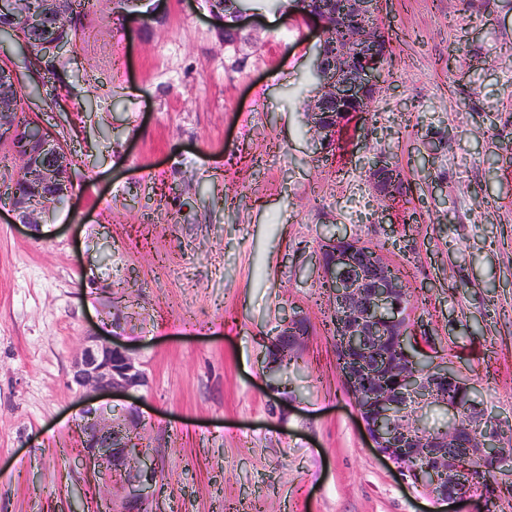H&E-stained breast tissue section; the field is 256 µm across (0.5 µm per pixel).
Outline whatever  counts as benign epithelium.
Instances as JSON below:
<instances>
[{
  "label": "benign epithelium",
  "mask_w": 512,
  "mask_h": 512,
  "mask_svg": "<svg viewBox=\"0 0 512 512\" xmlns=\"http://www.w3.org/2000/svg\"><path fill=\"white\" fill-rule=\"evenodd\" d=\"M19 4L20 0H0V33L10 30V21L17 17ZM383 55L380 40L373 36L358 38L354 50L345 54L331 52L325 40L319 41L313 61L316 95L309 117L320 152L336 148L350 116L364 111L367 93L377 90L381 82ZM13 81V71L0 67V128L8 127L11 121L13 104L4 98V91ZM19 137L23 146L21 158L30 166L37 184L57 195H71L70 182L63 180L71 176L70 162L55 139L37 123L20 131ZM387 163L386 157L378 156L368 166L373 189L385 199L397 196L396 185L386 178ZM9 208L15 221L39 231L35 211L25 203L15 199ZM356 247L354 239L333 237L323 240L318 250L322 280L332 283L336 308L344 315L346 352L362 354L364 365L369 368L365 377L358 370L341 372L348 387L362 377L367 384L379 381L374 360L379 358L389 333L399 336L405 358L410 362L415 360L412 350L428 335L422 322L413 327L407 325L405 306L409 288L393 273L391 263L380 254L367 264H359L354 258ZM301 320L297 313L286 318L281 332L269 346L287 344L301 348L303 341L291 338L289 331ZM391 373L396 386L378 388L373 394L372 408L359 401L355 403L370 446L394 466L403 480L436 502L486 498L487 492L481 486L466 492L456 490L451 474L457 461L448 456V443L459 445L458 433L432 434L418 413L438 407L450 419L468 418L479 428L467 447L498 463L504 460L512 463V455L501 451L497 424L471 399H448V377L454 370L446 364L438 362L423 373L415 371L410 363L399 364L391 368ZM72 381L90 397L118 395L134 400L141 397V391L149 384L142 363L129 348L96 334L83 338L72 364ZM139 419L135 405L118 416L107 405L89 407L83 412L86 468L95 479L110 480L116 476L124 479L125 508L121 512H145L143 505L152 496L155 484V468L141 463L145 451L136 432ZM397 448H407L415 454L429 448L432 462L421 470H409L397 457Z\"/></svg>",
  "instance_id": "1"
}]
</instances>
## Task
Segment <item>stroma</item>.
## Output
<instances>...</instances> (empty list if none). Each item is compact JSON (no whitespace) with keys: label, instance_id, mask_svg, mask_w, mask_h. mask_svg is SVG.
<instances>
[{"label":"stroma","instance_id":"stroma-1","mask_svg":"<svg viewBox=\"0 0 512 512\" xmlns=\"http://www.w3.org/2000/svg\"><path fill=\"white\" fill-rule=\"evenodd\" d=\"M252 6L243 52L207 0H98L48 73L0 35L73 179L37 233L0 203V512L121 499L82 458L71 365L89 333L149 377L147 512H443L370 448L336 366L316 260L332 236L406 264L432 356L512 426V0H384L395 69L329 159L306 116L317 31ZM380 154L409 182L386 207L365 176ZM292 309L303 363L272 383L265 346Z\"/></svg>","mask_w":512,"mask_h":512}]
</instances>
